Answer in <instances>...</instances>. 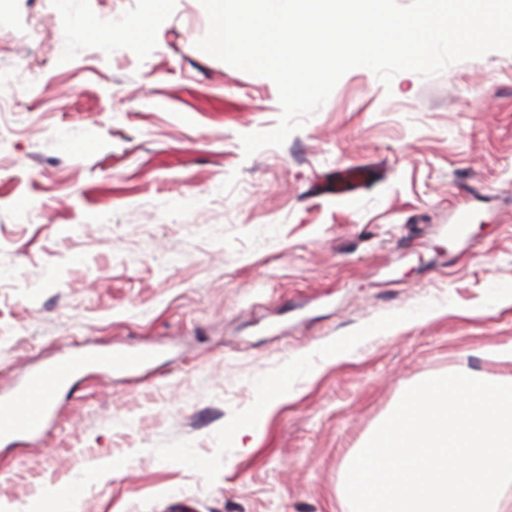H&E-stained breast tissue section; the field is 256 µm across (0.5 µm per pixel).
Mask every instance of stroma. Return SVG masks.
Masks as SVG:
<instances>
[{
	"label": "stroma",
	"mask_w": 512,
	"mask_h": 512,
	"mask_svg": "<svg viewBox=\"0 0 512 512\" xmlns=\"http://www.w3.org/2000/svg\"><path fill=\"white\" fill-rule=\"evenodd\" d=\"M207 30L200 0H12L0 23V391L87 341L156 352L0 443V512L105 460L74 512H349L348 462L407 388L512 372L493 359L512 305L487 309L512 284V53L388 86L353 69L248 156L278 91L198 50ZM354 166L367 188L317 192ZM395 314L417 322L375 334ZM284 373L289 398L235 440Z\"/></svg>",
	"instance_id": "1"
}]
</instances>
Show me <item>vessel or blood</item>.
<instances>
[{"label": "vessel or blood", "mask_w": 512, "mask_h": 512, "mask_svg": "<svg viewBox=\"0 0 512 512\" xmlns=\"http://www.w3.org/2000/svg\"><path fill=\"white\" fill-rule=\"evenodd\" d=\"M152 358L147 349H131L119 355L109 350H91L64 354L29 370L9 395H0V439L39 435L56 418L57 395L77 376L92 370L135 372Z\"/></svg>", "instance_id": "obj_1"}]
</instances>
